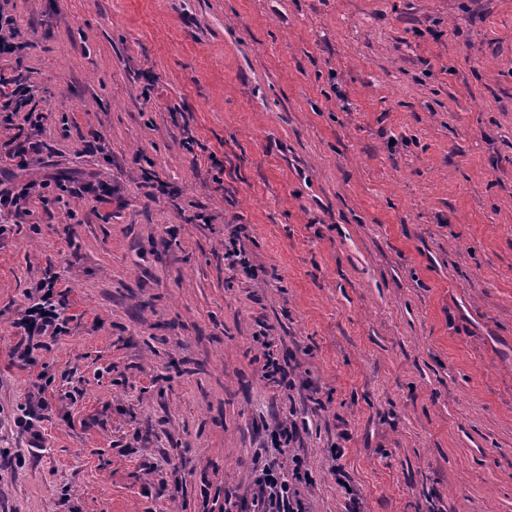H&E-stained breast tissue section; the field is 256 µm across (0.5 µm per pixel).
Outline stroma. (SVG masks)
<instances>
[{
    "label": "stroma",
    "instance_id": "stroma-1",
    "mask_svg": "<svg viewBox=\"0 0 512 512\" xmlns=\"http://www.w3.org/2000/svg\"><path fill=\"white\" fill-rule=\"evenodd\" d=\"M0 8L46 144L0 169L59 182L0 237V512H224L261 457L307 512H512V0ZM55 277L44 278L37 286V291L42 292L38 301L33 303L25 311V315L18 323L23 328L24 335L55 341L66 330L68 320L66 304L61 292H56Z\"/></svg>",
    "mask_w": 512,
    "mask_h": 512
}]
</instances>
